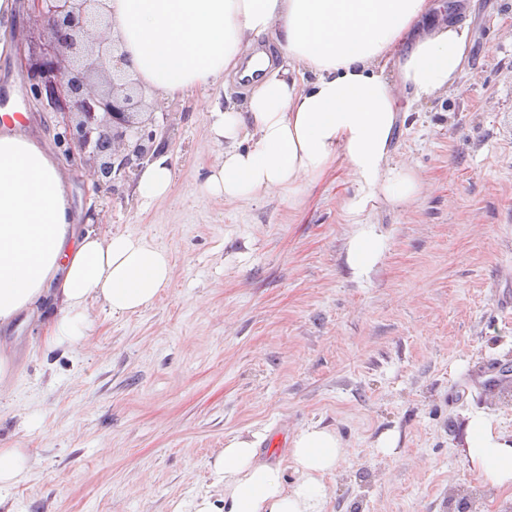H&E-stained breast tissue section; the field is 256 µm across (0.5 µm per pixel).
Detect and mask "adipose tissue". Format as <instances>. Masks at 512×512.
Wrapping results in <instances>:
<instances>
[{"label":"adipose tissue","instance_id":"adipose-tissue-1","mask_svg":"<svg viewBox=\"0 0 512 512\" xmlns=\"http://www.w3.org/2000/svg\"><path fill=\"white\" fill-rule=\"evenodd\" d=\"M108 37L161 98H190L249 78L243 104L214 108L224 158L205 189L227 202L272 194L299 204L333 166L353 187L347 262L363 276L384 255L371 223L378 202L407 207L426 183L394 154L411 108L466 69L470 33L459 0H105ZM272 51L255 50L260 38ZM396 62L400 98L384 72ZM168 253L142 236L85 222L74 227L65 173L23 129L0 134V332L38 319L59 346L79 345L97 305L119 317L151 306L171 280ZM461 452L490 486L512 490V438L494 416L469 414ZM344 455L333 430L312 426L290 448L296 478L259 460L254 441L231 438L213 462L222 505L194 512H324V478Z\"/></svg>","mask_w":512,"mask_h":512}]
</instances>
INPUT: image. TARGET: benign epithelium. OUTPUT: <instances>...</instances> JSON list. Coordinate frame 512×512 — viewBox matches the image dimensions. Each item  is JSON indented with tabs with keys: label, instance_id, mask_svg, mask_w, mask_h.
<instances>
[{
	"label": "benign epithelium",
	"instance_id": "1",
	"mask_svg": "<svg viewBox=\"0 0 512 512\" xmlns=\"http://www.w3.org/2000/svg\"><path fill=\"white\" fill-rule=\"evenodd\" d=\"M34 24L18 34L30 93L58 117L55 143L79 161L92 188L116 190L153 161L174 135L125 71V54L107 36L104 0H28Z\"/></svg>",
	"mask_w": 512,
	"mask_h": 512
}]
</instances>
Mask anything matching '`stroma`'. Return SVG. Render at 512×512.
Instances as JSON below:
<instances>
[{
	"mask_svg": "<svg viewBox=\"0 0 512 512\" xmlns=\"http://www.w3.org/2000/svg\"><path fill=\"white\" fill-rule=\"evenodd\" d=\"M458 20L466 89L411 108L396 155L430 189L376 209L388 248L367 278L346 263L342 168L296 206L214 198L204 184L224 144L195 100L155 102L176 124L168 195L145 206L134 183L95 193L70 175L75 211L165 249L171 280L144 311L93 307L73 348L26 324L0 335L14 364L0 448L29 455L0 512H192L221 503L212 463L229 439L258 435L260 460L290 482L288 452L266 448L314 425L345 449L325 512H512L457 449L474 411L512 435V0H462ZM0 111L48 137L7 54Z\"/></svg>",
	"mask_w": 512,
	"mask_h": 512,
	"instance_id": "35a3bbf8",
	"label": "stroma"
}]
</instances>
